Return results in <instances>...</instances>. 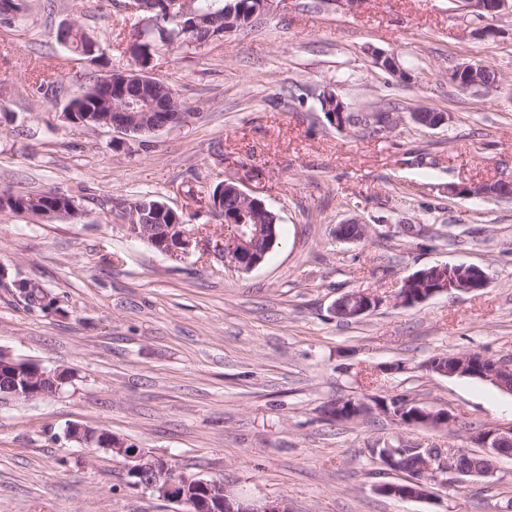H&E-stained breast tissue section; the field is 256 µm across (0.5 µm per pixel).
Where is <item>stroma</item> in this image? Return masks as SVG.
Returning <instances> with one entry per match:
<instances>
[{
	"mask_svg": "<svg viewBox=\"0 0 512 512\" xmlns=\"http://www.w3.org/2000/svg\"><path fill=\"white\" fill-rule=\"evenodd\" d=\"M25 4L18 22L0 25V191H61L84 215L0 212V349L73 375L47 398L0 401V512H177L129 489L123 459L66 441L73 423L224 479L242 497L282 499L288 512H512V457L493 476L400 501L378 488L404 473L372 454L387 444L470 453L477 429L512 427V394L426 368L438 355H512V199L448 193L512 180V16L494 18L500 33L486 38L461 0H282L259 27L158 48L152 77L201 111L130 153L111 129H83L63 112L101 67H127L140 14L114 0ZM70 23L99 42L104 66L57 41ZM377 51L413 62L410 79L378 67ZM463 59L488 65L498 88L459 92L448 69ZM36 70L47 92H35ZM333 87L356 112L394 98L406 115L448 121L340 130L318 102ZM225 180L279 219L277 246L253 269L202 245L175 259L128 238L123 204L149 197L218 240L221 223L194 188ZM353 219L365 239H337ZM461 263L482 268L488 287L398 304L416 270ZM20 278L53 309L28 307L12 286ZM355 291L378 307L338 320L333 304ZM398 394L451 410L452 427L326 413L339 400Z\"/></svg>",
	"mask_w": 512,
	"mask_h": 512,
	"instance_id": "obj_1",
	"label": "stroma"
}]
</instances>
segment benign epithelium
Here are the masks:
<instances>
[{"instance_id": "obj_1", "label": "benign epithelium", "mask_w": 512, "mask_h": 512, "mask_svg": "<svg viewBox=\"0 0 512 512\" xmlns=\"http://www.w3.org/2000/svg\"><path fill=\"white\" fill-rule=\"evenodd\" d=\"M464 7L475 16L484 19L496 17L500 12L511 8L509 0H464ZM466 71V79L453 81L461 91L468 92L473 84L480 82V75L485 66L474 59L459 63L457 71ZM102 122L113 132L128 136L130 133H155L169 125L167 114L155 102L147 106L145 112H123L115 110ZM196 240L194 229L186 224L173 223L165 225V237L157 248L169 256H184L190 253ZM224 263L237 269H252L262 262V257L254 254V250L245 247L235 250V246L223 250ZM436 272L442 273L437 286L430 289L426 296L419 297L424 302L438 294L451 290L473 292L488 285L486 273L477 266L438 264ZM378 298L370 293L355 292L345 296L341 305L345 307L348 317L356 319L374 310ZM6 369L10 379L4 380L0 386V395L7 398L27 396L28 400H36L46 390L57 392L67 383L68 374L61 370H48L40 365L24 360H18L0 350V369ZM436 373L448 377L476 376L484 381L493 383L501 390L512 394V363L507 360H497L479 353L469 352L454 357L451 367L442 366ZM68 439L84 446L102 448L112 452L124 460L127 473L132 477L130 487L150 491L157 497L178 505L190 507L194 512L202 509L204 512H288L284 503L268 501L256 505L237 497L226 482L213 481L199 476H189L179 473L172 467V462L162 456L146 452L127 439L117 435L103 436L98 429L71 424L68 426ZM483 451V466L475 468L467 464H456L448 460V467H434V464L422 465L408 472V477L401 483H386L379 490L402 500L424 499L431 495L429 484L439 481L442 474L451 473L455 477H490L493 475L497 460L512 452V430L504 431L496 426H490L478 442ZM203 488L207 492L205 501H195L191 498L189 487Z\"/></svg>"}]
</instances>
